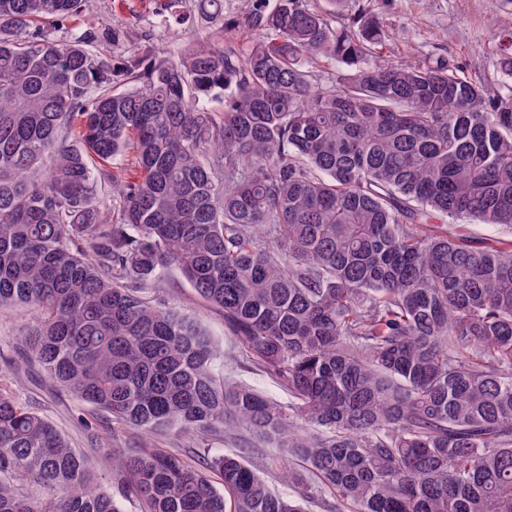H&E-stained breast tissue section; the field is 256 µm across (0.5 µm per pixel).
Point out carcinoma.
<instances>
[{
	"label": "carcinoma",
	"mask_w": 512,
	"mask_h": 512,
	"mask_svg": "<svg viewBox=\"0 0 512 512\" xmlns=\"http://www.w3.org/2000/svg\"><path fill=\"white\" fill-rule=\"evenodd\" d=\"M325 2L247 0L224 24L246 46L125 61L72 33L91 0H0V308L95 412L299 460L279 493L242 450L132 452L145 512H512V240L447 225L512 227V85L378 61L379 17ZM172 267L291 403L217 379L207 329L147 300ZM0 512H122L4 387Z\"/></svg>",
	"instance_id": "cac0c4a2"
}]
</instances>
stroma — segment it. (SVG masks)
Instances as JSON below:
<instances>
[{
	"mask_svg": "<svg viewBox=\"0 0 512 512\" xmlns=\"http://www.w3.org/2000/svg\"><path fill=\"white\" fill-rule=\"evenodd\" d=\"M201 0H183L181 23L166 24V0H92L90 9L76 22L77 28L110 27L123 31L125 38L113 48L114 54L153 53L177 58L188 46L212 34L225 42L237 43L233 32H222L221 21L205 18ZM378 13L386 30L379 56L405 61L422 56L442 57L466 76L480 80L490 92H500L508 79L499 65L495 33L512 30V0H345L339 21L350 24L358 11ZM147 298L177 308L201 323L216 347L215 373L262 391L281 403L290 397L280 382L247 360L245 352L224 323L223 312L201 298L181 277L169 269L147 290ZM30 318L13 310H0V386L12 390L18 402L52 421L70 445L84 454L96 475V484L118 498L123 512H144L142 504L124 493L113 457L133 451H176L191 463L202 454L212 456L247 449L248 464L274 490H281V449L237 425L206 437L147 434L125 427L111 418L93 414L90 407L56 393L41 369L24 363L20 335ZM97 426L96 434L85 423Z\"/></svg>",
	"mask_w": 512,
	"mask_h": 512,
	"instance_id": "35a3bbf8",
	"label": "stroma"
}]
</instances>
